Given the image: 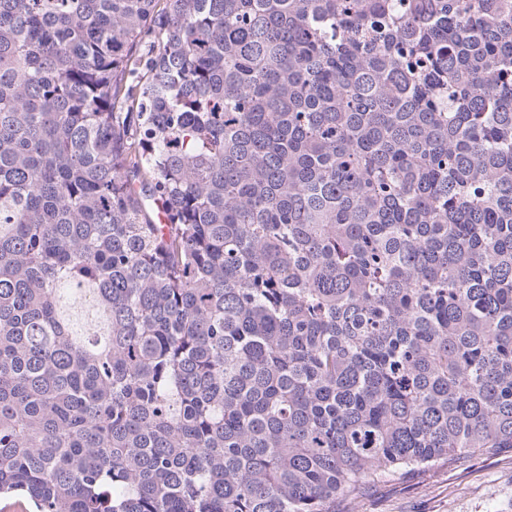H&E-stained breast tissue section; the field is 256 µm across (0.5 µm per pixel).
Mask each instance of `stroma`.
<instances>
[{"instance_id":"1","label":"stroma","mask_w":512,"mask_h":512,"mask_svg":"<svg viewBox=\"0 0 512 512\" xmlns=\"http://www.w3.org/2000/svg\"><path fill=\"white\" fill-rule=\"evenodd\" d=\"M358 512H512V460L476 455L453 469L384 478Z\"/></svg>"}]
</instances>
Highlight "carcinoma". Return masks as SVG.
I'll use <instances>...</instances> for the list:
<instances>
[{
	"label": "carcinoma",
	"mask_w": 512,
	"mask_h": 512,
	"mask_svg": "<svg viewBox=\"0 0 512 512\" xmlns=\"http://www.w3.org/2000/svg\"><path fill=\"white\" fill-rule=\"evenodd\" d=\"M473 455L512 0H0V500L336 512Z\"/></svg>",
	"instance_id": "obj_1"
}]
</instances>
